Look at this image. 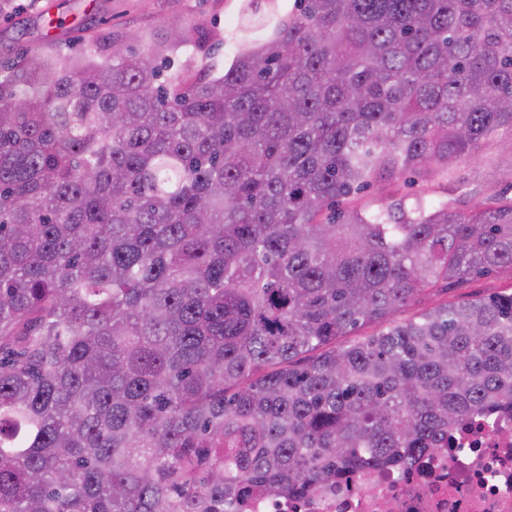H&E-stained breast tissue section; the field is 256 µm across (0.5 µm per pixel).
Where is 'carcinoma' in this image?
Returning <instances> with one entry per match:
<instances>
[{"label": "carcinoma", "mask_w": 512, "mask_h": 512, "mask_svg": "<svg viewBox=\"0 0 512 512\" xmlns=\"http://www.w3.org/2000/svg\"><path fill=\"white\" fill-rule=\"evenodd\" d=\"M296 2L195 82L193 27L0 66V512H247L512 413V292L394 318L512 269V196L357 198L512 135V0Z\"/></svg>", "instance_id": "obj_1"}]
</instances>
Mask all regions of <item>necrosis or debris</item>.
Masks as SVG:
<instances>
[{
  "label": "necrosis or debris",
  "instance_id": "1",
  "mask_svg": "<svg viewBox=\"0 0 512 512\" xmlns=\"http://www.w3.org/2000/svg\"><path fill=\"white\" fill-rule=\"evenodd\" d=\"M250 512H512V417L473 420L452 447L399 468L365 469L304 494H259Z\"/></svg>",
  "mask_w": 512,
  "mask_h": 512
}]
</instances>
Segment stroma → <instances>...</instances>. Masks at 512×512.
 <instances>
[{"label":"stroma","mask_w":512,"mask_h":512,"mask_svg":"<svg viewBox=\"0 0 512 512\" xmlns=\"http://www.w3.org/2000/svg\"><path fill=\"white\" fill-rule=\"evenodd\" d=\"M238 0H12L7 15L0 16V61L19 53L35 54L47 45L64 53L99 49V37L117 33L126 36V47L145 53V42L134 40L137 32L161 34L173 24L202 25L218 34L210 50L212 63H223L233 53L232 43L221 35L239 22ZM508 135L483 146L477 155L463 160L455 182L433 188V197L466 210L483 196L504 191L503 170L512 168Z\"/></svg>","instance_id":"stroma-1"}]
</instances>
